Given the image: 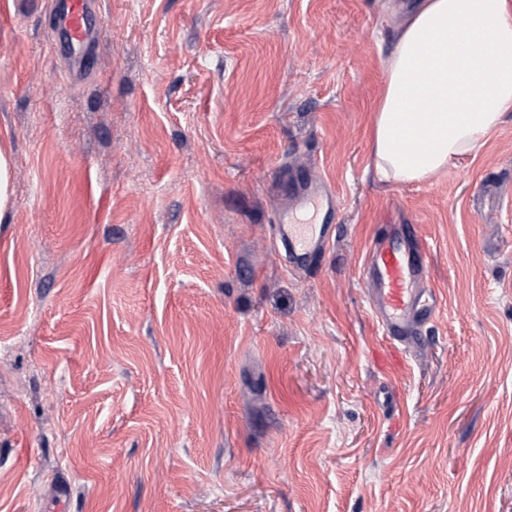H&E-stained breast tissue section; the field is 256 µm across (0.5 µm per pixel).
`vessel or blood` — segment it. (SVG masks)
<instances>
[{
  "mask_svg": "<svg viewBox=\"0 0 512 512\" xmlns=\"http://www.w3.org/2000/svg\"><path fill=\"white\" fill-rule=\"evenodd\" d=\"M52 48L72 63L76 75L98 65L96 44L101 0H52ZM292 208L274 218L275 241L293 270L308 268L332 238L336 213L334 191L321 179L294 175L288 185ZM424 247L410 224L388 225L377 235L366 257L362 280L367 301L391 347L410 350L425 326L438 315L437 295L423 288Z\"/></svg>",
  "mask_w": 512,
  "mask_h": 512,
  "instance_id": "1",
  "label": "vessel or blood"
}]
</instances>
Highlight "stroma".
Wrapping results in <instances>:
<instances>
[{
  "instance_id": "1",
  "label": "stroma",
  "mask_w": 512,
  "mask_h": 512,
  "mask_svg": "<svg viewBox=\"0 0 512 512\" xmlns=\"http://www.w3.org/2000/svg\"><path fill=\"white\" fill-rule=\"evenodd\" d=\"M389 0H103L98 69L0 0V512H512V112L377 179ZM310 166L335 237H272ZM425 244L441 311L392 370L361 267ZM11 157L8 150L0 145V220L10 204Z\"/></svg>"
}]
</instances>
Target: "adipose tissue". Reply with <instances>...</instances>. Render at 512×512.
Listing matches in <instances>:
<instances>
[{
	"instance_id": "ef3b65f1",
	"label": "adipose tissue",
	"mask_w": 512,
	"mask_h": 512,
	"mask_svg": "<svg viewBox=\"0 0 512 512\" xmlns=\"http://www.w3.org/2000/svg\"><path fill=\"white\" fill-rule=\"evenodd\" d=\"M490 43L491 69L472 50ZM384 91L372 108L376 173L420 182L482 145L512 112V0H420L382 61ZM418 141L406 147L405 133Z\"/></svg>"
}]
</instances>
